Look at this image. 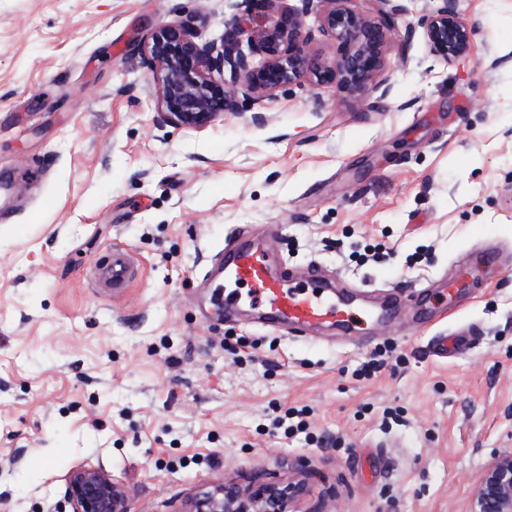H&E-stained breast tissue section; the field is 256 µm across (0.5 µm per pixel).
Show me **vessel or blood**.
Segmentation results:
<instances>
[{
	"label": "vessel or blood",
	"mask_w": 512,
	"mask_h": 512,
	"mask_svg": "<svg viewBox=\"0 0 512 512\" xmlns=\"http://www.w3.org/2000/svg\"><path fill=\"white\" fill-rule=\"evenodd\" d=\"M278 235L272 227L260 235L246 229L226 237L214 254L203 279L224 280L225 313L246 306L263 323L294 336L336 327L363 340L370 329L389 318L384 305L356 301L343 285L327 279L319 266L310 264L299 271L289 265L272 248ZM137 271L132 250L117 246L95 265L93 285L117 293L136 279ZM428 346L433 355L444 358L468 350L470 342L460 335L441 333L430 337Z\"/></svg>",
	"instance_id": "1"
}]
</instances>
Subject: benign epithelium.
I'll return each instance as SVG.
<instances>
[{"label":"benign epithelium","mask_w":512,"mask_h":512,"mask_svg":"<svg viewBox=\"0 0 512 512\" xmlns=\"http://www.w3.org/2000/svg\"><path fill=\"white\" fill-rule=\"evenodd\" d=\"M300 9L283 10L276 23L259 35V44L244 51L232 36L204 45L180 24L162 25L141 42V51L154 68L157 111L164 120L202 129L230 105L225 81L241 83L245 95L261 100L302 78L316 85L336 84L354 96L378 91L384 76V47L394 27L390 14L366 15L352 0H324L320 31L346 45L328 59L306 51L303 34L314 0ZM425 34L431 51L444 61L468 55L471 28L443 7L427 17ZM308 495L304 481L268 479L253 488L235 483L200 492L189 512H300ZM129 489L104 465L83 464L66 479L64 504L68 512H128ZM469 512H512V451L495 457L479 478Z\"/></svg>","instance_id":"7a95c632"}]
</instances>
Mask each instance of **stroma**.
Instances as JSON below:
<instances>
[{
	"instance_id": "35a3bbf8",
	"label": "stroma",
	"mask_w": 512,
	"mask_h": 512,
	"mask_svg": "<svg viewBox=\"0 0 512 512\" xmlns=\"http://www.w3.org/2000/svg\"><path fill=\"white\" fill-rule=\"evenodd\" d=\"M389 12L386 92L309 80L262 103L234 89L206 128L163 122L138 43L163 24L258 36L276 13L228 0H0V512H53L103 463L129 512H184L199 488L306 479L316 512H469L512 449V0H355ZM449 7L466 57L433 55ZM279 226L294 267L396 292L361 341L225 319L199 277L244 225ZM499 250L497 266L482 241ZM141 264L119 295L91 271ZM380 258L357 263L366 246ZM469 267L440 319L409 286ZM481 294L470 298L473 285ZM471 329L445 360L427 343ZM305 409L306 433L274 427ZM424 28L431 51L444 61H452L471 52V28L448 7L444 6L427 17ZM138 267L133 251L127 247H113L101 264H96L93 285L102 291L117 293L127 288L137 277Z\"/></svg>"
}]
</instances>
